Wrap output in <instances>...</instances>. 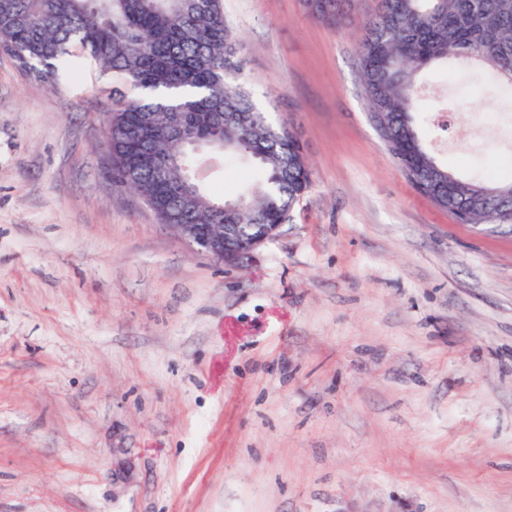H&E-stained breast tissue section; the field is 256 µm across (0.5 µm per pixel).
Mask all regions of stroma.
Here are the masks:
<instances>
[{
  "label": "stroma",
  "mask_w": 512,
  "mask_h": 512,
  "mask_svg": "<svg viewBox=\"0 0 512 512\" xmlns=\"http://www.w3.org/2000/svg\"><path fill=\"white\" fill-rule=\"evenodd\" d=\"M224 18L311 168L235 265L113 184L108 76L0 53V512H512V234L403 176L353 26L305 0ZM419 101L440 161L512 175V91L435 69ZM306 0V4L311 14L317 19L339 28L345 24L347 12L336 3V0H322L318 2H310Z\"/></svg>",
  "instance_id": "1"
}]
</instances>
